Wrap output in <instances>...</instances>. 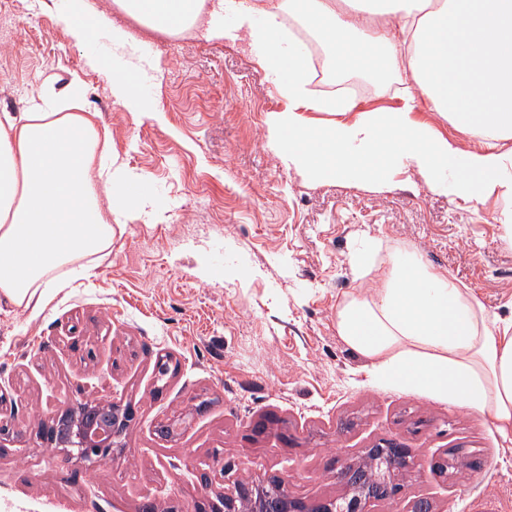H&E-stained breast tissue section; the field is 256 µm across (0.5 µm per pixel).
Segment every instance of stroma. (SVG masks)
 I'll return each instance as SVG.
<instances>
[{"label":"stroma","mask_w":512,"mask_h":512,"mask_svg":"<svg viewBox=\"0 0 512 512\" xmlns=\"http://www.w3.org/2000/svg\"><path fill=\"white\" fill-rule=\"evenodd\" d=\"M92 2L105 20L84 39L68 0L0 8V113L80 77L81 107L145 177L153 209L113 224L111 254L43 308L0 303V387L14 402L0 512H199L235 483L287 475L298 499L336 497L340 460L388 438L414 463L399 499L371 512H408L418 496L436 512H512V447L458 405L379 384L336 333L340 300L374 285L348 261L369 236L417 248L511 313L512 240L493 220L506 201H454L412 170L380 191L307 181L268 146L282 100L251 55L202 27L152 42L112 0ZM116 25L134 41L118 44ZM129 68L150 77V112L112 95ZM165 354L177 369L163 378ZM81 396L135 413L91 472L39 437ZM449 453L454 468L437 471Z\"/></svg>","instance_id":"obj_1"}]
</instances>
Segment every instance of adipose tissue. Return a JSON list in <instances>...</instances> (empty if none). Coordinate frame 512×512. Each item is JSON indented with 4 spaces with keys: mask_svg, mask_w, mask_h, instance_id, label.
<instances>
[{
    "mask_svg": "<svg viewBox=\"0 0 512 512\" xmlns=\"http://www.w3.org/2000/svg\"><path fill=\"white\" fill-rule=\"evenodd\" d=\"M148 28L177 34L208 20V31L253 56L284 102L271 123L279 156L314 182L356 181L380 190L394 170L413 169L435 192L473 205L512 200V0H114ZM233 29L219 27L222 16ZM301 18L333 60L390 74L417 95L386 109L355 112L349 100L311 88V59L288 33ZM80 78L43 88L24 112L0 114V301L36 309L65 287V268L89 272L112 250V222L144 211V178L112 153L98 115L78 111ZM473 151L432 133L419 106ZM319 113L321 122L310 119ZM109 197L101 208V197ZM351 263L371 292L349 293L336 332L369 363L371 376L458 404L512 444V316L490 311L468 288L428 267L418 250L389 252L381 240ZM415 115L417 119L430 124L433 130L448 139H456L464 150H476L481 146L482 139L475 135H461L456 132L448 122L442 120L435 112H429L423 105L420 106Z\"/></svg>",
    "mask_w": 512,
    "mask_h": 512,
    "instance_id": "1",
    "label": "adipose tissue"
}]
</instances>
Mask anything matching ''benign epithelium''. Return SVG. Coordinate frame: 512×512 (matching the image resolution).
I'll return each instance as SVG.
<instances>
[{
  "label": "benign epithelium",
  "instance_id": "obj_1",
  "mask_svg": "<svg viewBox=\"0 0 512 512\" xmlns=\"http://www.w3.org/2000/svg\"><path fill=\"white\" fill-rule=\"evenodd\" d=\"M134 412L114 401L88 398L73 401L42 430L40 438L51 451L81 460L93 470L112 456L118 437L130 426ZM413 464L411 450L393 439L380 447L364 449L361 460L346 461L336 473L346 494L305 502L291 495L288 478L271 477L209 500L210 512H367L372 502L394 499L401 491L400 478Z\"/></svg>",
  "mask_w": 512,
  "mask_h": 512
}]
</instances>
